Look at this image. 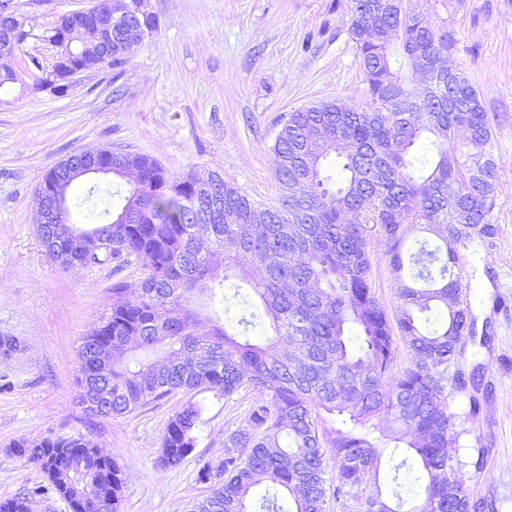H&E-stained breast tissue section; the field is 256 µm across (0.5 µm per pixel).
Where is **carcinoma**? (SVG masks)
I'll return each instance as SVG.
<instances>
[{
    "label": "carcinoma",
    "mask_w": 512,
    "mask_h": 512,
    "mask_svg": "<svg viewBox=\"0 0 512 512\" xmlns=\"http://www.w3.org/2000/svg\"><path fill=\"white\" fill-rule=\"evenodd\" d=\"M350 40L367 83L366 108L343 100L316 102L292 112L271 146L281 189L277 208H261L224 186V223L203 239L189 233L195 174L170 175L146 154L127 162L140 172L124 206L138 222L118 224L112 192L98 186L81 194L96 224L112 226L119 246H95L63 256L41 238L63 267L113 264L134 258L146 277L112 284L119 297L89 333L112 345V411L132 412L175 391H217L227 400L254 396L241 424L224 440V461L204 465L198 479L213 483L191 512H483L458 477L466 421L479 415L471 380L455 375L467 410H448V367L474 319L462 299L458 246L494 235L500 159L480 93L459 71L444 69L454 32L416 10L413 0H350ZM118 66L131 56L121 33L112 36ZM24 70L38 90L62 94L70 70L39 76V59ZM428 83L416 87L419 72ZM335 156L340 182L324 173ZM439 243L404 250L415 228ZM406 275L393 312L378 300L375 251ZM248 276V293L225 295V283ZM261 302L263 314L253 311ZM235 305L240 330L229 332L208 313ZM264 319L271 335H249ZM287 337L289 348L276 342ZM413 353L395 370L397 341ZM202 410L185 407L168 422L163 465L174 468L196 446ZM389 427L376 435L378 421ZM402 458L392 466L391 493L377 484L384 448ZM13 453L39 466L72 512H120L122 470L83 435L18 443ZM424 478L421 497L404 508L400 475L408 459ZM336 460V475L328 471ZM265 486L260 499L255 487ZM32 494L0 501V512H30ZM291 504L284 510L283 502Z\"/></svg>",
    "instance_id": "1"
}]
</instances>
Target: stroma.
<instances>
[{
    "label": "stroma",
    "instance_id": "stroma-1",
    "mask_svg": "<svg viewBox=\"0 0 512 512\" xmlns=\"http://www.w3.org/2000/svg\"><path fill=\"white\" fill-rule=\"evenodd\" d=\"M95 0H15L26 19L20 53L51 67L43 39L59 14ZM158 31L123 64L72 77L65 94L14 85L0 96V336L19 349L0 357V501L36 487L34 512H71L47 490L46 474L13 444L89 437L123 470L121 512H189L210 493L198 471L224 459V438L246 401L211 391H176L118 417L79 402L81 342L112 309V283H137L140 263L64 268L37 233L36 192L70 154L99 148L152 156L175 176L216 173L262 208L281 191L270 146L289 113L327 99L365 103L367 85L349 38V0H151ZM455 44L450 65L478 89L495 126L501 159L494 236L462 251L463 284L477 322H490L489 346L461 345L455 369L476 373L479 415L464 446L480 468L460 477L486 512H512V0H429ZM202 409L194 453L163 468L161 440L185 406Z\"/></svg>",
    "mask_w": 512,
    "mask_h": 512
}]
</instances>
